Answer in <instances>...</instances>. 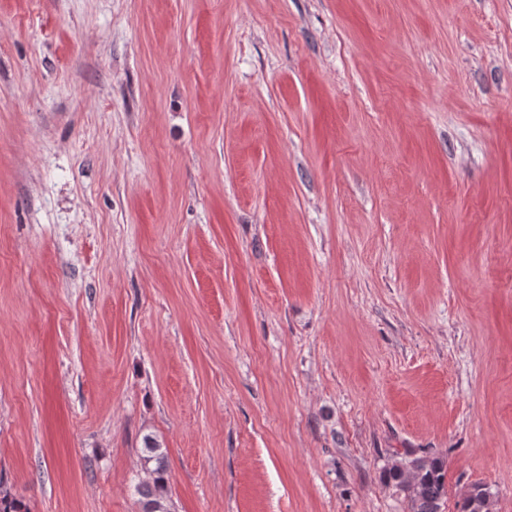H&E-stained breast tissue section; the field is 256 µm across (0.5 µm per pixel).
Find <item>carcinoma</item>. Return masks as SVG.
<instances>
[{"mask_svg":"<svg viewBox=\"0 0 512 512\" xmlns=\"http://www.w3.org/2000/svg\"><path fill=\"white\" fill-rule=\"evenodd\" d=\"M144 467L149 478L137 485L142 512H171L166 453L160 444L145 438ZM447 464L440 456L414 458L409 467L392 466L385 479L403 491L410 502V512H441L446 494ZM488 502L485 489L475 483L457 504L458 512H484ZM0 512H29L22 500L0 491Z\"/></svg>","mask_w":512,"mask_h":512,"instance_id":"carcinoma-1","label":"carcinoma"}]
</instances>
